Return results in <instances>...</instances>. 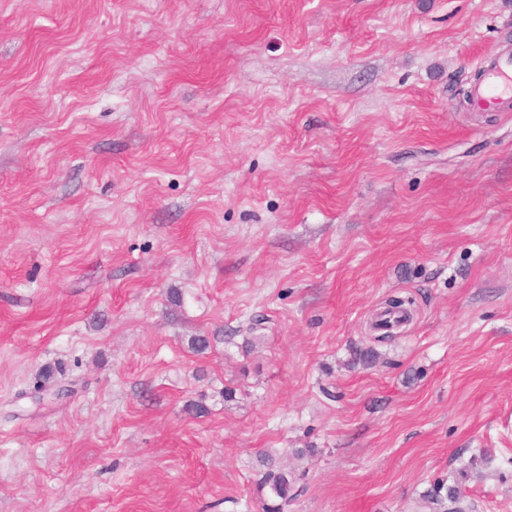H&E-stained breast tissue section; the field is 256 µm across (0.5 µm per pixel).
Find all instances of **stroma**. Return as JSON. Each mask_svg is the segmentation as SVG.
<instances>
[{
  "label": "stroma",
  "instance_id": "35a3bbf8",
  "mask_svg": "<svg viewBox=\"0 0 512 512\" xmlns=\"http://www.w3.org/2000/svg\"><path fill=\"white\" fill-rule=\"evenodd\" d=\"M507 46L512 0H0V512H263L271 467L512 512V104L464 97ZM444 485H435L423 498L424 506L430 509V512H445V504L448 500L453 501L459 493L456 487H447L443 493Z\"/></svg>",
  "mask_w": 512,
  "mask_h": 512
}]
</instances>
